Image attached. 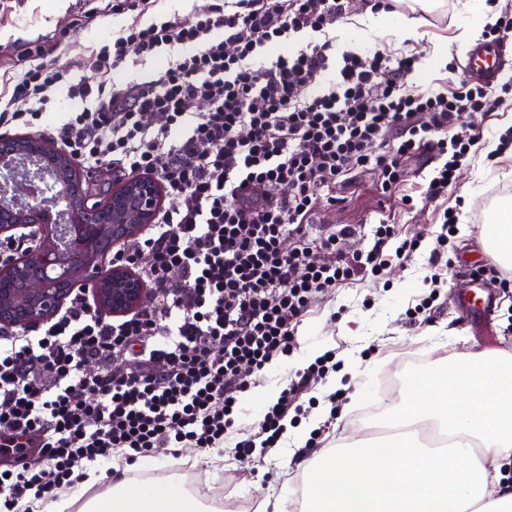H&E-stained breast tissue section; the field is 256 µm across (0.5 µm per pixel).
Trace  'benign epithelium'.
<instances>
[{
  "label": "benign epithelium",
  "mask_w": 512,
  "mask_h": 512,
  "mask_svg": "<svg viewBox=\"0 0 512 512\" xmlns=\"http://www.w3.org/2000/svg\"><path fill=\"white\" fill-rule=\"evenodd\" d=\"M38 149L48 167L58 177L71 181L66 160L47 146L34 145L28 134L0 137V156L25 157ZM10 193L0 195V235L35 223L37 184L14 171L9 174ZM164 201L157 183L147 177H131L112 190V197L87 208L74 205L67 224H46L36 250L22 255L0 269V277L17 281L15 288L0 289V325L29 331L53 316L65 303L67 289L76 275L88 280L100 311L120 316L144 307L149 291L141 279L126 266H112L106 258L120 241L133 242L141 227L151 223ZM71 230L75 237L59 248L61 230Z\"/></svg>",
  "instance_id": "7a95c632"
}]
</instances>
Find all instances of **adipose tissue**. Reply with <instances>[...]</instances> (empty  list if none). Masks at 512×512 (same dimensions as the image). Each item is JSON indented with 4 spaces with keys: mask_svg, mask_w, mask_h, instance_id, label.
I'll return each instance as SVG.
<instances>
[{
    "mask_svg": "<svg viewBox=\"0 0 512 512\" xmlns=\"http://www.w3.org/2000/svg\"><path fill=\"white\" fill-rule=\"evenodd\" d=\"M413 396L387 418L383 440L358 441L308 464L300 512H512V353L468 352L440 372H422ZM431 423L450 444L424 443ZM81 512H206L175 479L128 480L87 502Z\"/></svg>",
    "mask_w": 512,
    "mask_h": 512,
    "instance_id": "obj_1",
    "label": "adipose tissue"
}]
</instances>
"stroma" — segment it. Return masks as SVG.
I'll return each mask as SVG.
<instances>
[{
    "label": "stroma",
    "instance_id": "1",
    "mask_svg": "<svg viewBox=\"0 0 512 512\" xmlns=\"http://www.w3.org/2000/svg\"><path fill=\"white\" fill-rule=\"evenodd\" d=\"M464 2L453 0L451 6L421 13L412 9L387 13L381 25L371 29L361 23L368 8L355 0L336 25V44L343 50L380 51L394 57L413 54L418 65L408 78L410 86L425 87L436 81L452 86L468 79L462 65L470 44L462 34L480 23L477 13L464 9ZM87 11L95 13L93 23L74 26V18ZM132 19L129 13H113L112 0H0V66L9 65L28 42L46 38L62 41L61 60L71 64V78H80L94 71L96 51ZM471 122L482 130L483 138L462 167L449 199L457 211V224L448 255L464 269L483 263L484 227L503 203L512 202V154L495 153L501 132L512 126V120L475 116ZM423 164L420 158L407 164L405 191L413 198L407 211H400L394 198L381 195L376 176L368 171L356 172L352 186L338 189L335 203H322L318 223L372 225L391 216L403 236L420 238L422 246L413 261L393 262L384 273V284L363 278L318 297L312 314L298 330L294 353L274 360L240 397L237 423H255L269 405L270 394L281 393L297 371L325 351L335 350L346 372L343 391L347 402L325 429L320 444L309 448L303 439L289 436L286 448L278 454L257 456L250 472L228 452L194 448L182 449L177 460L167 449H159L154 459L138 460L137 469L162 472L185 467L191 480L211 495L257 502L261 512H296L304 462L362 437V430L351 425L355 414L374 397L381 373L397 374L406 351H418L429 366L471 350L512 353V332L507 329L512 323V288L499 283L491 285L495 295L491 320H472L458 300L469 284L455 277L449 278L427 322L413 324L405 316L428 292L424 283L428 257L441 231L434 205L423 195L431 176Z\"/></svg>",
    "mask_w": 512,
    "mask_h": 512
}]
</instances>
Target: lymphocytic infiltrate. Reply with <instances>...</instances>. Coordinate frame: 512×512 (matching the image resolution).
I'll return each instance as SVG.
<instances>
[{
	"label": "lymphocytic infiltrate",
	"mask_w": 512,
	"mask_h": 512,
	"mask_svg": "<svg viewBox=\"0 0 512 512\" xmlns=\"http://www.w3.org/2000/svg\"><path fill=\"white\" fill-rule=\"evenodd\" d=\"M348 0H216L192 16L143 23L151 0H113L132 22L97 52V69L129 56L168 52L144 81H71L49 58L59 43H28L22 66L0 93V126L23 127L89 169L155 179L166 204L113 263L151 290L150 307L102 314L85 289L70 293L40 333H0V506L28 512L71 488L76 469L161 448L223 450L249 465L254 445L278 448L300 397L337 367L329 350L296 373L258 421L236 426L239 396L273 360L297 348L298 326L317 297L357 278L381 279L390 260L420 247L379 222L369 250L344 253L352 225L314 230L323 192L350 184V168L377 170L382 194L399 195L406 163L443 157L425 189L447 199L479 135L463 124L512 106V84L412 88L416 57L337 52L330 32ZM323 35L294 53L269 46L305 32ZM330 75L328 88L316 80ZM81 106L56 129L43 127L58 92ZM164 122L153 126V116ZM277 195H270V186ZM410 207V195H399ZM442 227L410 311L432 310L445 283ZM393 254H386L388 244ZM125 358L122 371L115 359Z\"/></svg>",
	"instance_id": "obj_1"
}]
</instances>
